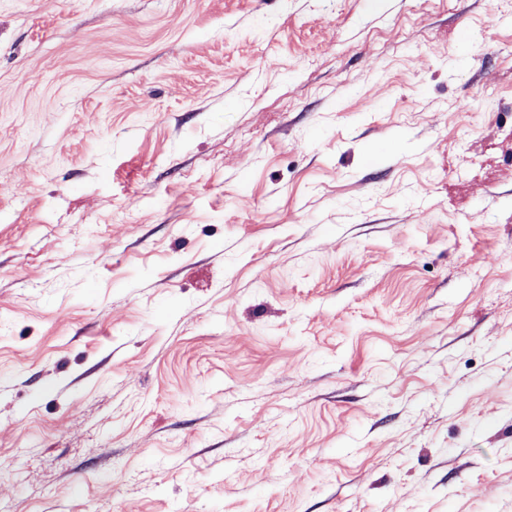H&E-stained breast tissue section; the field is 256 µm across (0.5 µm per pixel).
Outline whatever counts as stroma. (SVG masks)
I'll return each mask as SVG.
<instances>
[{
    "instance_id": "stroma-1",
    "label": "stroma",
    "mask_w": 512,
    "mask_h": 512,
    "mask_svg": "<svg viewBox=\"0 0 512 512\" xmlns=\"http://www.w3.org/2000/svg\"><path fill=\"white\" fill-rule=\"evenodd\" d=\"M0 512H512V0H0Z\"/></svg>"
}]
</instances>
